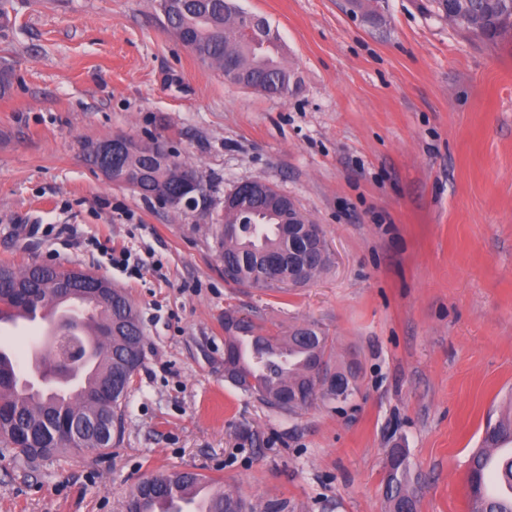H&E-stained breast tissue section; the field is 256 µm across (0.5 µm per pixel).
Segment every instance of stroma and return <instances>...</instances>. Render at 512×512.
Returning <instances> with one entry per match:
<instances>
[{"instance_id": "35a3bbf8", "label": "stroma", "mask_w": 512, "mask_h": 512, "mask_svg": "<svg viewBox=\"0 0 512 512\" xmlns=\"http://www.w3.org/2000/svg\"><path fill=\"white\" fill-rule=\"evenodd\" d=\"M285 46L288 97L225 80L157 0H8L0 65V264L94 272L146 338L111 450L30 463L0 446V512H126L194 471L254 512H388L391 448L417 512H469L471 453L512 405V40L451 27L433 0H236ZM163 143L204 194L175 210L112 184L89 143ZM261 180L322 228L326 271L287 290L224 278L210 226ZM307 324L357 393L295 416L224 378V315Z\"/></svg>"}]
</instances>
